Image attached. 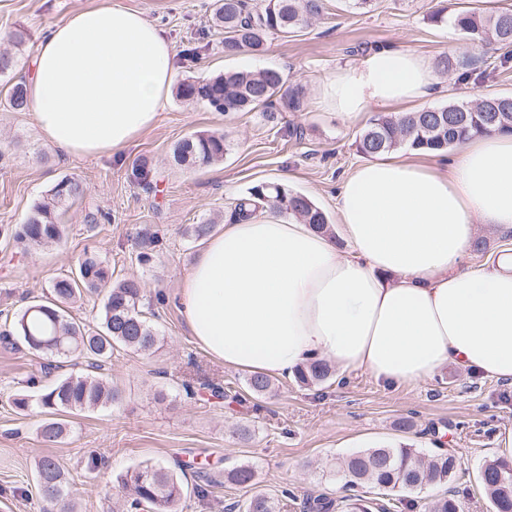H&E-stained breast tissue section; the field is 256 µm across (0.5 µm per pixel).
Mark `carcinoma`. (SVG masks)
<instances>
[{"instance_id": "carcinoma-1", "label": "carcinoma", "mask_w": 512, "mask_h": 512, "mask_svg": "<svg viewBox=\"0 0 512 512\" xmlns=\"http://www.w3.org/2000/svg\"><path fill=\"white\" fill-rule=\"evenodd\" d=\"M324 0H265L261 8L248 0H215L211 22L224 31V53L227 55H259L266 40L273 34L295 33L322 15ZM435 25L448 22L465 34L474 45L512 47V9H464L448 16L437 9L427 16ZM177 98L206 104L215 112H264L275 119L277 112H304L305 91L301 86L286 85L277 69L228 71L215 77L198 80L188 78L175 91ZM502 96H484L471 106L448 104L420 112L377 114L356 140L357 151L377 157L400 147L429 151L457 148L477 134L512 132V103L502 105ZM3 106L13 112L26 110V88L22 81L11 84ZM224 158V133L196 132L178 142L173 149L179 166L201 167ZM80 183L64 177L42 201L35 204L21 224L8 228L13 240L23 247L42 246L61 241L67 232L59 219V208L82 195ZM293 215L318 231L329 232L327 213L302 193L286 189L279 183H260L236 199L229 218L236 219L259 209ZM162 250V240L154 234L142 236L136 247V258L147 265ZM110 289L103 301L98 324L91 328L67 315L68 305L99 292L105 284ZM145 286L138 278L112 282V271L96 254L80 259L70 273L53 281L51 298L32 300L13 314L10 322L0 327V342L6 348L18 343L51 358L85 359V372L60 375L54 385L43 390L38 399L20 394L14 406L28 412L36 404L46 415L39 426L43 442H62L69 432L68 421L61 414H74L96 409L121 400L118 389L104 375L105 366L115 347L133 352H147L159 342V336L141 310ZM332 370L323 359L310 361L295 372L303 385L322 383ZM250 392L263 396L271 391L272 381L254 373L246 380ZM456 457L448 452L427 456L410 444L381 445L356 451L339 463L336 474L344 479L350 491L345 497L347 512H373L379 508L373 500L359 494L367 486L380 494L416 491L427 486L444 485L454 479ZM36 492L46 504L44 512H73L72 504H64L69 480L51 456L41 458L35 468ZM193 493L205 498L227 481L248 488L255 485V470L241 465L224 474V480L209 475L198 476ZM478 480L489 502V512H512V461L498 457L485 461ZM127 512H178L184 485L172 471L154 465H141L118 477ZM233 508L240 512H279V500L256 492ZM332 499L308 496L303 500L304 512H331ZM462 503L456 494L435 498L426 505V512H461Z\"/></svg>"}]
</instances>
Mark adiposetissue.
<instances>
[{"label": "adipose tissue", "instance_id": "adipose-tissue-1", "mask_svg": "<svg viewBox=\"0 0 512 512\" xmlns=\"http://www.w3.org/2000/svg\"><path fill=\"white\" fill-rule=\"evenodd\" d=\"M174 56L119 0L75 12L41 40L28 106L67 154L119 150L165 110ZM435 83L428 59L389 46L336 71L322 100L347 118L425 99ZM337 209L335 237L264 210L208 236L176 295L195 343L224 366L269 375L326 359L391 386L449 366L512 383V250L464 263L476 225L512 230V133L423 163L365 162L341 181Z\"/></svg>", "mask_w": 512, "mask_h": 512}]
</instances>
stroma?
<instances>
[{
	"instance_id": "obj_1",
	"label": "stroma",
	"mask_w": 512,
	"mask_h": 512,
	"mask_svg": "<svg viewBox=\"0 0 512 512\" xmlns=\"http://www.w3.org/2000/svg\"><path fill=\"white\" fill-rule=\"evenodd\" d=\"M107 0H0V53L15 61L13 76L22 81L49 27L79 10ZM142 10L175 50L200 39L196 60L176 59L179 78L207 79L220 73L279 69L289 83L302 84L308 108L279 113L268 121L261 112L227 116L201 102L170 98L156 123L123 150L95 156L63 155L41 135L31 112L0 109V227L20 223L62 177L81 183L84 193L68 206L62 242L21 250L0 234V323L26 302L43 300L50 284L69 273L84 252L98 254L113 278L134 276L146 285L162 336L152 351L114 350L108 377L121 403L69 416L63 442L46 445L38 434L39 411L20 413L15 395L27 393L29 377L40 376L44 359L27 348L0 346V512H42L34 485L37 460L53 456L67 474L78 512H112L119 496L116 478L129 467L151 462L168 468L185 464V485L197 471L224 474L247 464L259 488L272 495L294 490L297 499L282 512H302L300 500L326 494L341 499L345 490L329 472L336 458L362 447L407 442L425 453L444 449L459 460L450 486L411 492L423 504L467 490L464 512H486L477 483L486 460L496 458L512 433V384L447 369L417 385L385 387L362 370L311 387L295 377H278L274 390L253 397L248 371L214 362L193 341L174 306V294L188 272L199 243L188 237L191 224L225 223L234 202L259 183L276 182L308 196L338 224L336 189L365 158L356 140L371 115L340 118L318 103V89L336 70L354 66L376 48L397 44L430 59L461 62L471 58L472 78L439 71L429 99L436 107L474 103L486 95H512V54L474 46L449 25L427 16L443 8L512 7V0H376L375 8L356 9L348 0H326L321 17L288 36H271L262 55L224 54L222 32L210 28L212 0H120ZM220 132L226 138L223 161L186 169L173 165L170 149L195 132ZM148 163L152 186L131 177ZM110 212L111 222L89 227L87 213ZM157 233L163 252L141 265L135 238L141 230ZM233 387L239 401L202 393L203 384ZM194 396H186L185 386ZM104 465L88 471L91 455Z\"/></svg>"
}]
</instances>
